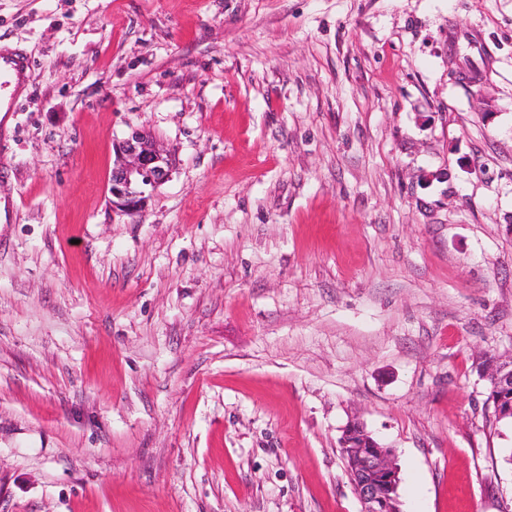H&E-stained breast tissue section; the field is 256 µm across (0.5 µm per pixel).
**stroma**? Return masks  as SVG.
Returning a JSON list of instances; mask_svg holds the SVG:
<instances>
[{"label": "stroma", "mask_w": 512, "mask_h": 512, "mask_svg": "<svg viewBox=\"0 0 512 512\" xmlns=\"http://www.w3.org/2000/svg\"><path fill=\"white\" fill-rule=\"evenodd\" d=\"M0 512H512V0H0ZM176 156L143 216L113 145ZM27 68V60L22 54L0 51V112L15 110V92L11 88L25 80ZM488 377L492 390L500 394V400L496 405L497 421L512 423V360L508 363H489L487 366ZM340 447L354 466L347 473L362 504L361 512H401L399 471L393 450L376 440L360 422H350L344 428Z\"/></svg>", "instance_id": "35a3bbf8"}]
</instances>
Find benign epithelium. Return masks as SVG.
<instances>
[{"label": "benign epithelium", "mask_w": 512, "mask_h": 512, "mask_svg": "<svg viewBox=\"0 0 512 512\" xmlns=\"http://www.w3.org/2000/svg\"><path fill=\"white\" fill-rule=\"evenodd\" d=\"M114 152L108 203L121 213L140 216L150 194L168 181L172 153L145 129L132 130L115 143ZM487 369L492 389L500 394L497 420H512V360L492 362ZM340 447L354 466L349 478L362 504L361 512H400L399 471L393 450L376 440L360 422L344 428Z\"/></svg>", "instance_id": "obj_1"}]
</instances>
